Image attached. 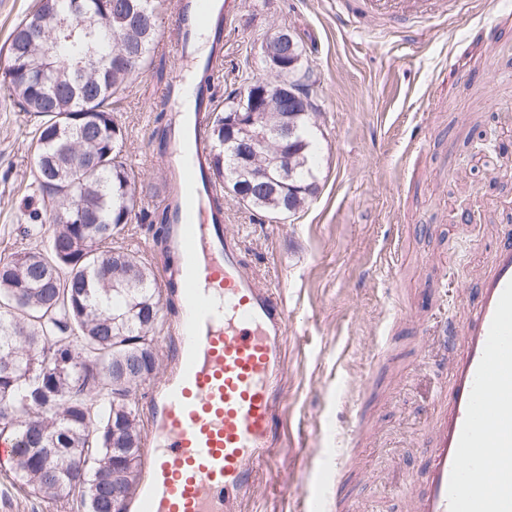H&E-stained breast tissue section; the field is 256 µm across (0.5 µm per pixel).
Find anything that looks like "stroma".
<instances>
[{"mask_svg":"<svg viewBox=\"0 0 512 512\" xmlns=\"http://www.w3.org/2000/svg\"><path fill=\"white\" fill-rule=\"evenodd\" d=\"M498 14L512 20V0H474L452 21L407 32L393 19H358L353 0H236L216 103L264 75L261 44L285 27L301 42L320 110L318 190L302 211L273 222L224 201L244 261L288 312L278 426L291 440L260 465L242 512H297L339 451L349 463L347 512H406L402 488L422 485L423 443L449 380L437 337L421 333L437 312L434 288L444 279L449 294L477 290L506 222L495 205L512 197V39L487 35ZM195 74L155 48L116 114L138 198L123 244L158 275L173 261L152 223L168 190L155 117L174 114L166 88ZM476 121L498 129L501 150L470 167L464 138ZM38 122L0 95L2 261L36 243L26 212L39 199L29 146ZM460 177L494 218L475 233L448 193ZM358 423L364 442L344 447ZM11 465L0 456V512H83L79 491L44 500L15 481Z\"/></svg>","mask_w":512,"mask_h":512,"instance_id":"35a3bbf8","label":"stroma"}]
</instances>
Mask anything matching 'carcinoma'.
I'll use <instances>...</instances> for the list:
<instances>
[{
    "instance_id": "obj_1",
    "label": "carcinoma",
    "mask_w": 512,
    "mask_h": 512,
    "mask_svg": "<svg viewBox=\"0 0 512 512\" xmlns=\"http://www.w3.org/2000/svg\"><path fill=\"white\" fill-rule=\"evenodd\" d=\"M165 0H34L12 30L0 85L24 112L42 118L31 137V180L53 216L45 243L0 262V436L13 441L16 481L57 500L84 489V512H113L112 494L130 498L140 483L142 430L135 395L156 375L160 297L153 270L112 241L135 210L113 136L114 112L147 67ZM119 34L133 67L106 60ZM222 109L207 115L211 179L233 187L243 171L224 144ZM296 127L283 151L260 158L287 189L243 207L269 219L296 214L317 189L308 130L318 111L294 103L242 138L271 130L281 116ZM88 203V223L68 219Z\"/></svg>"
}]
</instances>
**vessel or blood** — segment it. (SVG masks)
Returning a JSON list of instances; mask_svg holds the SVG:
<instances>
[{"instance_id": "1", "label": "vessel or blood", "mask_w": 512, "mask_h": 512, "mask_svg": "<svg viewBox=\"0 0 512 512\" xmlns=\"http://www.w3.org/2000/svg\"><path fill=\"white\" fill-rule=\"evenodd\" d=\"M362 15L411 24L458 14L465 0H358ZM231 0H190L188 25L167 36L168 52L197 69L217 54L196 55L199 32L229 15ZM180 98L165 165L178 183L163 200L173 266L160 286L180 314L166 339L167 377L147 404L150 431L144 479L130 512H228L253 485L256 467L281 439L275 419L288 315L275 291L249 272L212 201L220 190L210 153L208 92L174 83ZM462 321L426 327L451 347L449 388L433 413L425 479L408 494V512H512V225L506 226L474 295H463ZM307 512H340L332 483L306 496Z\"/></svg>"}]
</instances>
